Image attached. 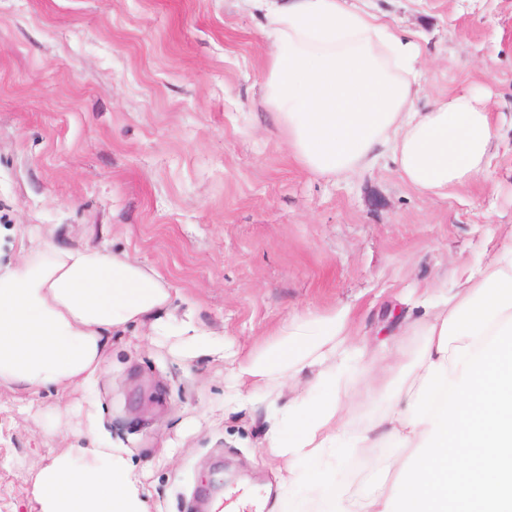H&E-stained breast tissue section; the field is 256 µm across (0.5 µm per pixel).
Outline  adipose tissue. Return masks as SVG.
Wrapping results in <instances>:
<instances>
[{"instance_id": "1", "label": "adipose tissue", "mask_w": 512, "mask_h": 512, "mask_svg": "<svg viewBox=\"0 0 512 512\" xmlns=\"http://www.w3.org/2000/svg\"><path fill=\"white\" fill-rule=\"evenodd\" d=\"M270 41L264 103L294 157L309 171L347 177L391 157L402 178L429 195L484 174L499 130L480 89L413 107L422 48L358 0H253ZM17 266L0 267V388L32 405L72 387L95 394L112 333L150 322L168 332L167 288L128 256L89 246L33 243L12 226ZM419 352L388 348L383 377L362 366L347 339V310L288 321L256 356L236 360L254 378L249 400L272 412L270 452L285 463L279 501L290 508L296 465L338 450L370 455L379 442L356 428V407L381 390L393 402L380 422L394 450L386 478L324 512H512V234L493 257L462 270L451 289L424 291ZM316 368V400H271L286 378ZM87 448L56 452L36 475V512H145L121 446L90 423Z\"/></svg>"}]
</instances>
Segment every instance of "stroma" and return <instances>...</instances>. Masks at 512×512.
Returning <instances> with one entry per match:
<instances>
[{"mask_svg": "<svg viewBox=\"0 0 512 512\" xmlns=\"http://www.w3.org/2000/svg\"><path fill=\"white\" fill-rule=\"evenodd\" d=\"M423 46L425 111L480 84L499 149L485 176L418 193L392 161L343 179L294 158L263 104L265 20L247 0H0V227L38 224L55 243L106 246L153 270L174 320L193 312L238 357L298 315L348 312L374 370L409 335L424 288L488 261L512 226V0H367ZM248 383L148 324L114 333L99 380L104 424L138 474L147 512H211L196 488L276 498L270 412L225 408ZM82 390L24 414L0 389V512H30L52 452L87 444ZM370 458L302 461L291 496L309 512L329 483L378 479Z\"/></svg>", "mask_w": 512, "mask_h": 512, "instance_id": "35a3bbf8", "label": "stroma"}]
</instances>
